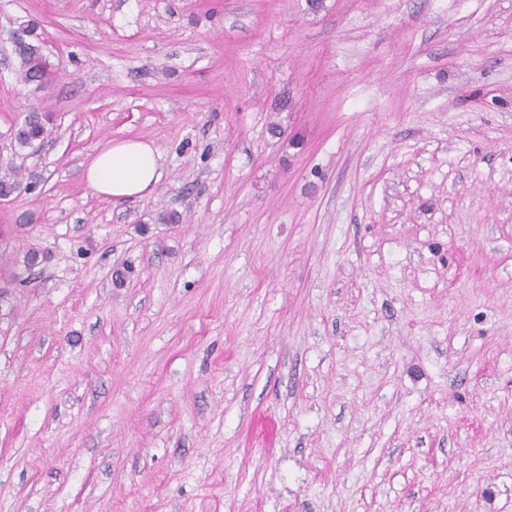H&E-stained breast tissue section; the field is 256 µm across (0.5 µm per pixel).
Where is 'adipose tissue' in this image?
Returning <instances> with one entry per match:
<instances>
[{"mask_svg": "<svg viewBox=\"0 0 512 512\" xmlns=\"http://www.w3.org/2000/svg\"><path fill=\"white\" fill-rule=\"evenodd\" d=\"M163 176L159 152L150 142L136 138L107 144L84 168L87 185L112 200L150 195Z\"/></svg>", "mask_w": 512, "mask_h": 512, "instance_id": "1", "label": "adipose tissue"}]
</instances>
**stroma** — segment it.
<instances>
[{
	"label": "stroma",
	"instance_id": "1",
	"mask_svg": "<svg viewBox=\"0 0 512 512\" xmlns=\"http://www.w3.org/2000/svg\"><path fill=\"white\" fill-rule=\"evenodd\" d=\"M12 171L0 512H512V0H0ZM16 56L19 59L20 82L35 85V89L40 90L55 80L57 70L48 62L42 51L28 47L21 49ZM50 124H52V116L49 112H42L38 108L29 110L14 130L15 149L23 151L32 147L37 141H42L48 135ZM163 176L159 152L150 142L136 138L107 144L84 168L87 185L112 200L150 195Z\"/></svg>",
	"mask_w": 512,
	"mask_h": 512
}]
</instances>
